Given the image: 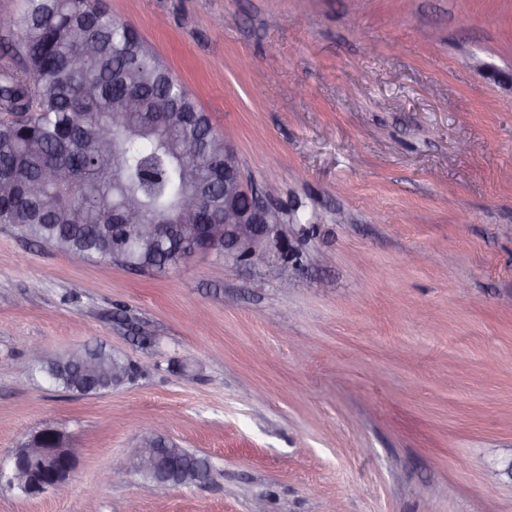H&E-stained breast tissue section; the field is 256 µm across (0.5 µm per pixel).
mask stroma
<instances>
[{
    "mask_svg": "<svg viewBox=\"0 0 512 512\" xmlns=\"http://www.w3.org/2000/svg\"><path fill=\"white\" fill-rule=\"evenodd\" d=\"M104 4L311 232L297 266L143 274L0 224V463L47 427L77 458L62 497L0 482V512H512V0ZM32 344L138 377L67 392ZM158 421L213 480L124 469Z\"/></svg>",
    "mask_w": 512,
    "mask_h": 512,
    "instance_id": "1",
    "label": "stroma"
}]
</instances>
